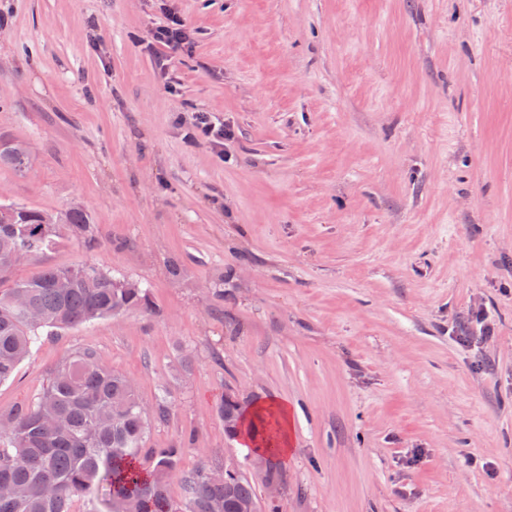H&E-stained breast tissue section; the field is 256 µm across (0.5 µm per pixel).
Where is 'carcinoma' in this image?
<instances>
[{"instance_id":"obj_1","label":"carcinoma","mask_w":512,"mask_h":512,"mask_svg":"<svg viewBox=\"0 0 512 512\" xmlns=\"http://www.w3.org/2000/svg\"><path fill=\"white\" fill-rule=\"evenodd\" d=\"M30 161L21 142L0 143V166L23 173ZM59 224L77 236L89 216L80 206L54 213L0 204V382L14 375L44 331L156 311L147 289L94 266H49L15 276L17 255L33 258L53 247ZM217 414L228 436L245 433L273 454L279 430L273 409L250 417L232 394ZM170 416L164 398L146 415L133 381L94 352L68 355L28 406L0 419V512H71L80 498L88 512H172L175 480L185 512H237L246 503L262 512L255 486L240 470L226 473L223 465L205 462L185 472L186 449L146 447L150 428Z\"/></svg>"}]
</instances>
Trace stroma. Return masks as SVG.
Returning <instances> with one entry per match:
<instances>
[{
    "label": "stroma",
    "instance_id": "stroma-1",
    "mask_svg": "<svg viewBox=\"0 0 512 512\" xmlns=\"http://www.w3.org/2000/svg\"><path fill=\"white\" fill-rule=\"evenodd\" d=\"M172 5L191 53L149 49L157 0H0V138L31 153L0 204L90 216L22 274L94 265L159 309L44 337L0 417L89 349L171 403L148 447L194 433L183 470L234 461L277 512H512V0ZM200 110L231 161L184 142ZM230 389L287 403L286 458L227 438Z\"/></svg>",
    "mask_w": 512,
    "mask_h": 512
}]
</instances>
